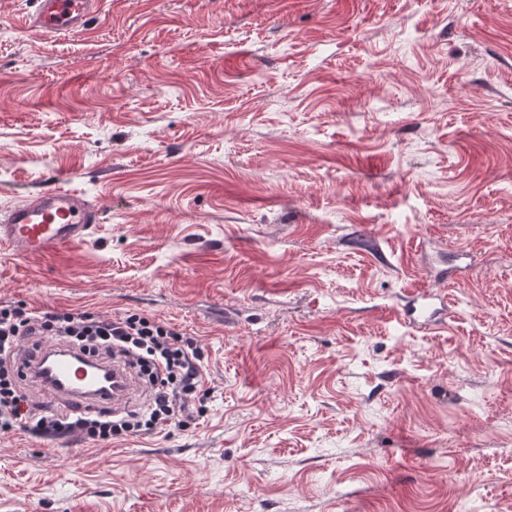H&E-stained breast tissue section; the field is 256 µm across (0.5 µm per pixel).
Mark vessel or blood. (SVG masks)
<instances>
[{
	"label": "vessel or blood",
	"instance_id": "vessel-or-blood-1",
	"mask_svg": "<svg viewBox=\"0 0 512 512\" xmlns=\"http://www.w3.org/2000/svg\"><path fill=\"white\" fill-rule=\"evenodd\" d=\"M27 16L31 27L46 35H66L85 28L91 15L100 10L102 0H33ZM96 204L77 191L51 179L41 190L11 207L0 216V249L25 258L43 257L64 248L80 245L99 221ZM449 297L426 289L417 291L400 318L427 327L436 324L448 306ZM55 354L52 373L42 376L51 400L70 412L125 408L133 386L121 365L107 371L121 382L119 390L99 388L84 373L97 357L78 347L52 339L40 345L37 355Z\"/></svg>",
	"mask_w": 512,
	"mask_h": 512
}]
</instances>
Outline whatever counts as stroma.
Listing matches in <instances>:
<instances>
[{
    "label": "stroma",
    "instance_id": "stroma-1",
    "mask_svg": "<svg viewBox=\"0 0 512 512\" xmlns=\"http://www.w3.org/2000/svg\"><path fill=\"white\" fill-rule=\"evenodd\" d=\"M0 0V213L72 173L87 241L0 304L204 353L184 427L0 431V512H512V0ZM447 290L441 322L400 320ZM101 0H34L26 21L45 35H66L86 27Z\"/></svg>",
    "mask_w": 512,
    "mask_h": 512
}]
</instances>
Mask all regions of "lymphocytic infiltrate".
Returning <instances> with one entry per match:
<instances>
[{
  "label": "lymphocytic infiltrate",
  "mask_w": 512,
  "mask_h": 512,
  "mask_svg": "<svg viewBox=\"0 0 512 512\" xmlns=\"http://www.w3.org/2000/svg\"><path fill=\"white\" fill-rule=\"evenodd\" d=\"M24 336H61L91 354L123 360L143 379L141 404L133 410L94 414L38 413L18 386L17 369L8 364ZM203 385V354L195 340L154 318L0 305L1 431L21 429L40 439L94 442L151 432L191 419Z\"/></svg>",
  "instance_id": "lymphocytic-infiltrate-1"
}]
</instances>
